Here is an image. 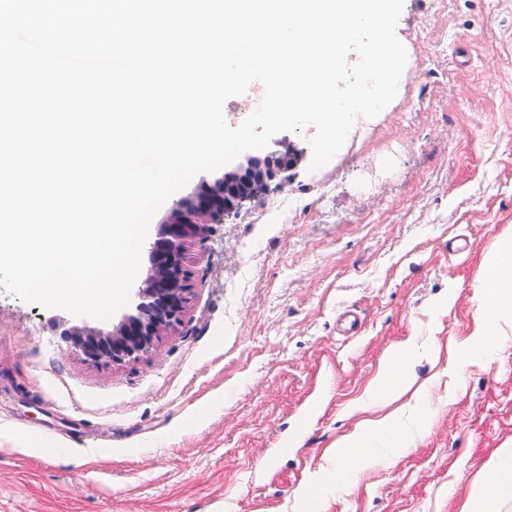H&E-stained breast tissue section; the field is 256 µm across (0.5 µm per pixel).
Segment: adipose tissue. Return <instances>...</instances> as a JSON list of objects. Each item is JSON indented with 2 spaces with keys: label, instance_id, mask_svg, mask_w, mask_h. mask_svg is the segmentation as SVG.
I'll use <instances>...</instances> for the list:
<instances>
[{
  "label": "adipose tissue",
  "instance_id": "obj_1",
  "mask_svg": "<svg viewBox=\"0 0 512 512\" xmlns=\"http://www.w3.org/2000/svg\"><path fill=\"white\" fill-rule=\"evenodd\" d=\"M483 319L473 332L482 352L489 353L512 343L502 323L512 319V230L506 232L484 258L479 277ZM408 345H401L388 358L373 384L368 401L382 405L395 401L412 386L404 370ZM428 421L425 406L414 405L411 412L396 410L383 418L365 422L336 442L332 455L335 466L314 478L301 496L300 512H319L325 486L350 484L358 467L374 455L391 457L406 446L407 438L422 430ZM500 472L493 479H478L457 512H496L499 503L512 500V448L502 449Z\"/></svg>",
  "mask_w": 512,
  "mask_h": 512
}]
</instances>
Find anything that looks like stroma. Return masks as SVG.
Listing matches in <instances>:
<instances>
[{
    "mask_svg": "<svg viewBox=\"0 0 512 512\" xmlns=\"http://www.w3.org/2000/svg\"><path fill=\"white\" fill-rule=\"evenodd\" d=\"M397 36L402 94L327 165L303 133L240 155L301 158L189 244L185 313L148 354L89 361L68 312L0 285V512H299L408 340L432 425L321 512H455L512 448V346L470 347L512 226V0H404Z\"/></svg>",
    "mask_w": 512,
    "mask_h": 512,
    "instance_id": "obj_1",
    "label": "stroma"
}]
</instances>
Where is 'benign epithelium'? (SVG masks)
Masks as SVG:
<instances>
[{"instance_id":"7a95c632","label":"benign epithelium","mask_w":512,"mask_h":512,"mask_svg":"<svg viewBox=\"0 0 512 512\" xmlns=\"http://www.w3.org/2000/svg\"><path fill=\"white\" fill-rule=\"evenodd\" d=\"M298 158L292 150L284 157L252 158L244 166L213 172L211 182L197 194L178 200L150 245L149 269L128 310L110 330L87 323L68 324L61 332L67 347L94 362L134 358L152 348L184 313L191 278L185 262L187 241L206 239L212 225L224 223V216L271 182L284 181V174Z\"/></svg>"}]
</instances>
